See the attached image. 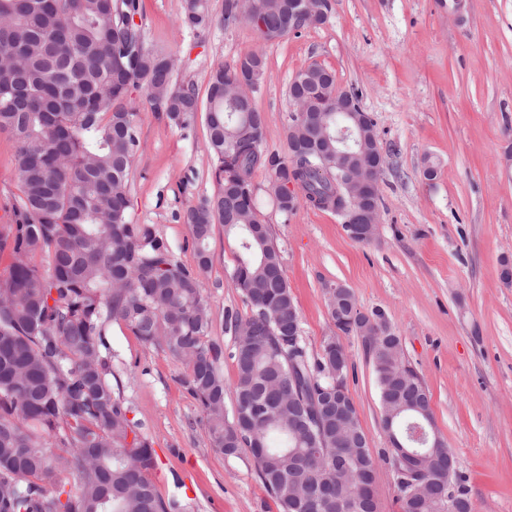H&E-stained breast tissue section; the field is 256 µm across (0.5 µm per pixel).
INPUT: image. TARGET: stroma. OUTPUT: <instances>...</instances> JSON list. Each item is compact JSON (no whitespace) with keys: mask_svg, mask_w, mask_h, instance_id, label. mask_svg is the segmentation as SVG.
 <instances>
[{"mask_svg":"<svg viewBox=\"0 0 512 512\" xmlns=\"http://www.w3.org/2000/svg\"><path fill=\"white\" fill-rule=\"evenodd\" d=\"M328 21L276 42L248 25L180 27L182 0H143L149 47L177 62V81L208 92L211 70L261 50L266 79L255 101L266 117L264 146L287 149L288 86L311 64L332 70L343 91H358L376 121L384 157L379 233L353 240L336 214L299 206L282 213L270 177L253 179L258 213L282 256L300 334L317 354L335 334L326 290L350 288L364 313L382 311L406 361L430 394L436 429L457 460L476 512H512V0H331ZM139 149L128 177L132 223L152 225L175 259L195 269L184 210L217 189L207 150V115L187 127L137 99ZM437 170L427 177V166ZM21 195L15 144L0 135V224ZM203 276L210 338L232 351L228 314L249 308L232 279L233 243L223 225L208 242ZM112 385L127 416L156 453L160 495L182 512H280L248 451L215 452L200 406L184 384L186 367L165 347L146 345L112 322ZM348 392L368 448L378 459L380 512H401L379 391L360 336H341Z\"/></svg>","mask_w":512,"mask_h":512,"instance_id":"35a3bbf8","label":"stroma"}]
</instances>
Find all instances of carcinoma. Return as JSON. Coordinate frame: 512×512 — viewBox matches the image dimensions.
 <instances>
[{"label": "carcinoma", "instance_id": "obj_1", "mask_svg": "<svg viewBox=\"0 0 512 512\" xmlns=\"http://www.w3.org/2000/svg\"><path fill=\"white\" fill-rule=\"evenodd\" d=\"M330 0H311L308 14L288 18V0H224L215 17L207 0H183L181 26L191 32L245 21L266 42L324 23ZM140 0H0V134L15 143L21 206L0 227V254L12 258L0 278V512H179L150 479L155 454L128 419L112 388L107 329L123 323L142 343L163 345L185 364V384L197 399L213 449L252 455L265 490L281 512H379L365 499L376 473L356 412L329 424L322 402L336 392L342 353L327 337L310 358L281 252L259 218L253 178L264 170L274 191L289 181L293 203L333 211L358 242L361 195L348 173L373 166L380 150L376 122L359 111L364 150L336 164V140L321 139L304 114L336 111V76L317 64L289 84L288 144L284 155L263 147L265 116L253 95L266 75L264 55L251 52L210 73L207 103L191 82L173 80V57L147 46L134 22ZM141 91L181 127L207 112V150L216 192L184 211L197 270L173 257L149 224L128 216V174L139 148ZM236 248L232 279L251 313L228 317L237 370L232 410L221 365L224 348L208 339L210 312L202 275L214 226ZM336 330L359 328L384 339L367 350L379 389L382 423L392 424L404 449L422 456V480L398 486L403 512H446L448 456L434 447L430 396L404 359L399 336L384 315H361L360 327L336 307L358 309L353 291L326 289ZM68 456L49 453L44 437ZM75 464L76 484L63 473ZM458 512H475L458 474Z\"/></svg>", "mask_w": 512, "mask_h": 512}]
</instances>
